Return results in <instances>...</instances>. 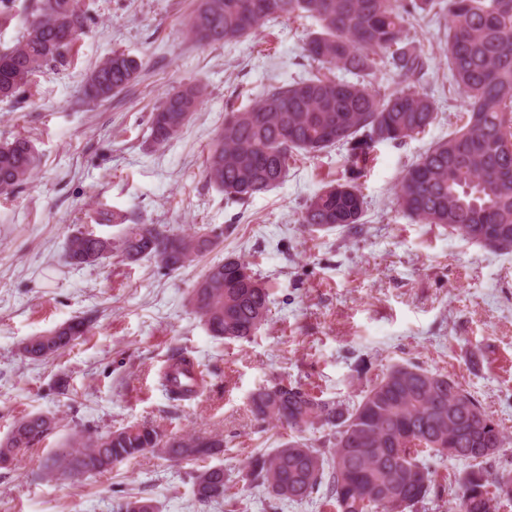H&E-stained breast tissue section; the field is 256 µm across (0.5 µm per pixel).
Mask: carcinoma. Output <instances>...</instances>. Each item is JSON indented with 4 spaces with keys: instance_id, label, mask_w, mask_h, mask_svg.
<instances>
[{
    "instance_id": "obj_1",
    "label": "carcinoma",
    "mask_w": 512,
    "mask_h": 512,
    "mask_svg": "<svg viewBox=\"0 0 512 512\" xmlns=\"http://www.w3.org/2000/svg\"><path fill=\"white\" fill-rule=\"evenodd\" d=\"M436 11L448 26V71L467 99L462 128L436 142L405 172L397 187L404 214L420 224H442L451 233L493 251L512 252V0H197L189 34L206 44H232L280 18L315 19L321 31L305 43L316 63L310 75L272 86L251 98L241 89L204 159L206 180L235 202L280 185L290 162L341 146L351 162L344 182L327 186L306 203L301 223L315 230L357 229L364 199L356 180L378 143L401 144L433 125V97L417 90L430 59L406 37L419 13ZM88 18L77 0H39L21 39L0 53V96L30 86L48 65H62L85 34ZM141 63L114 53L88 76L84 94L108 100L130 87ZM386 69L392 82L376 88ZM344 72L353 81L338 79ZM202 103V90L187 85L168 94L151 115L150 137L163 148L177 138ZM40 165L26 138L0 143V195L26 184ZM216 236L131 221L114 240L92 231L68 238V266H92L116 256L129 263L155 259L178 271L212 249ZM189 303L211 335L241 340L268 317L269 288L240 257L214 263L196 282ZM90 329L74 317L62 328L29 337L22 354L39 361L55 356ZM185 388L167 389L174 401L201 390L202 377L180 356ZM251 413L262 423L288 426L296 436L269 453L248 457L239 481L281 501L302 502L325 490L323 504L336 512H413L437 493L428 458L463 459L469 470L451 512H499L512 499V471L488 475L484 464L503 447L500 425L452 377L412 363L395 364L367 380L359 399L345 404L301 386L275 384L255 392ZM58 427L53 415L31 413L0 439V463L13 461ZM324 431L321 451L304 433ZM224 447V437L168 435L150 425L104 434L75 431L45 466V476L79 478L102 473L146 452L197 460ZM194 494L202 503L224 501L230 477L221 466L198 469Z\"/></svg>"
}]
</instances>
